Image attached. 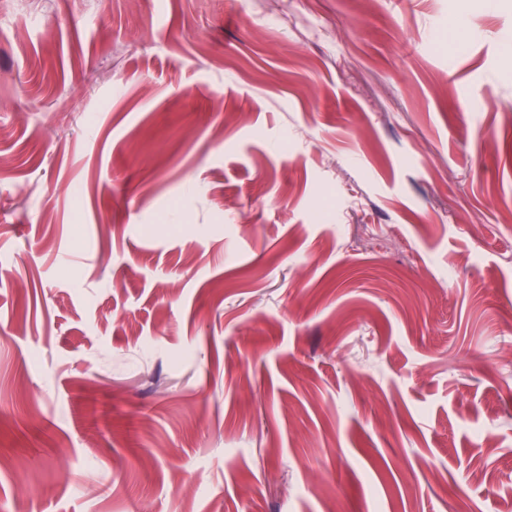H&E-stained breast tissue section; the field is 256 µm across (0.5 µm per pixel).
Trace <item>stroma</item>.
I'll return each instance as SVG.
<instances>
[{
    "label": "stroma",
    "instance_id": "35a3bbf8",
    "mask_svg": "<svg viewBox=\"0 0 512 512\" xmlns=\"http://www.w3.org/2000/svg\"><path fill=\"white\" fill-rule=\"evenodd\" d=\"M510 54L512 0H0V512H500Z\"/></svg>",
    "mask_w": 512,
    "mask_h": 512
}]
</instances>
